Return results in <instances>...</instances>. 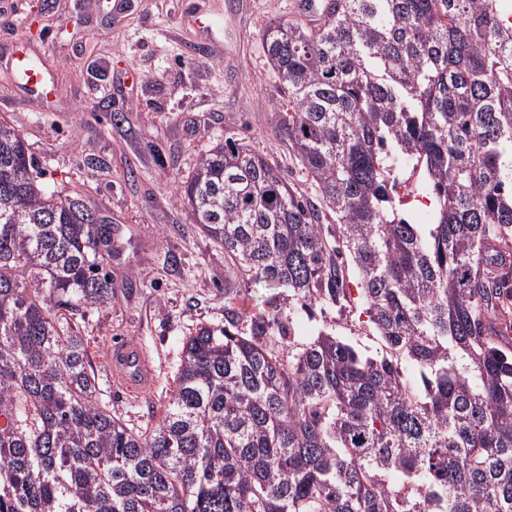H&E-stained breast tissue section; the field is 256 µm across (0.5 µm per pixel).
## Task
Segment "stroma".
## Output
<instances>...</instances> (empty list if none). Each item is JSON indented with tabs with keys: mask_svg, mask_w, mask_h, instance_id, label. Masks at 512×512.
<instances>
[{
	"mask_svg": "<svg viewBox=\"0 0 512 512\" xmlns=\"http://www.w3.org/2000/svg\"><path fill=\"white\" fill-rule=\"evenodd\" d=\"M0 8V58L22 49L43 63L44 98L23 97L0 68V118L21 131L45 169L48 189H83L117 225L124 251L112 263L110 304L79 323L98 376L100 402L134 428L155 424L174 388L185 336L224 324V250L189 224L180 185L202 152L227 136L246 139L277 164L294 191L316 193L278 131L288 99L277 89L263 32L274 18L301 22L292 0H8ZM224 26L203 44L194 22ZM132 288H124V281ZM338 327L364 346L358 312L302 315L296 339ZM144 345L158 383L144 395L113 389L103 362L108 339Z\"/></svg>",
	"mask_w": 512,
	"mask_h": 512,
	"instance_id": "1",
	"label": "stroma"
}]
</instances>
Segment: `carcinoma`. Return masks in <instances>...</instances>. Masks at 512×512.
<instances>
[{
  "instance_id": "obj_1",
  "label": "carcinoma",
  "mask_w": 512,
  "mask_h": 512,
  "mask_svg": "<svg viewBox=\"0 0 512 512\" xmlns=\"http://www.w3.org/2000/svg\"><path fill=\"white\" fill-rule=\"evenodd\" d=\"M506 0H335L265 30L279 133L322 204L227 137L180 195L224 247V326L185 337L154 426L98 401L74 327L120 256L83 191H49L0 121V512H512V14ZM423 167L431 224L396 208ZM336 222L329 244L325 218ZM376 354L324 328L346 273ZM277 314L242 316L239 289ZM325 326L336 327V311L321 313L319 309L314 312L313 317L302 314L294 322L295 339L308 341Z\"/></svg>"
}]
</instances>
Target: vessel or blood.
Wrapping results in <instances>:
<instances>
[{"label": "vessel or blood", "mask_w": 512, "mask_h": 512, "mask_svg": "<svg viewBox=\"0 0 512 512\" xmlns=\"http://www.w3.org/2000/svg\"><path fill=\"white\" fill-rule=\"evenodd\" d=\"M9 61L23 73L21 89L24 93L31 96L44 94V77L41 72L31 68L25 55H11ZM105 364L114 389L128 393H145L154 389L157 384L156 369L147 350L133 341L124 338L112 339L106 351Z\"/></svg>", "instance_id": "obj_1"}]
</instances>
